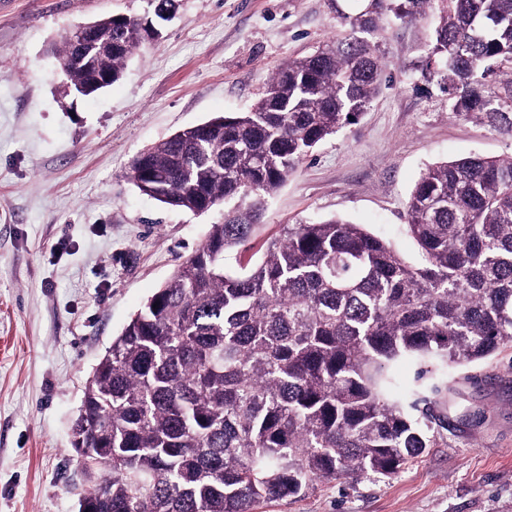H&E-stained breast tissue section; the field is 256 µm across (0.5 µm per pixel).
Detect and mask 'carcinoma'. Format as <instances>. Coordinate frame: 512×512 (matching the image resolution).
<instances>
[{"label":"carcinoma","mask_w":512,"mask_h":512,"mask_svg":"<svg viewBox=\"0 0 512 512\" xmlns=\"http://www.w3.org/2000/svg\"><path fill=\"white\" fill-rule=\"evenodd\" d=\"M168 20L178 0H149ZM437 13L425 62L448 107L512 118V0H367L349 31L288 60L246 112L152 145L133 183L197 213L233 204L112 340L73 431L112 452L80 512H254L318 481L398 474L435 445L433 402L392 397L418 378L512 347V156L428 166L407 201L412 261L362 224H282L251 253L261 211L314 149L355 124L386 62L389 16ZM54 48L72 90L117 82L147 43L142 19L91 23Z\"/></svg>","instance_id":"1"}]
</instances>
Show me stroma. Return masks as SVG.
Instances as JSON below:
<instances>
[{
  "label": "stroma",
  "mask_w": 512,
  "mask_h": 512,
  "mask_svg": "<svg viewBox=\"0 0 512 512\" xmlns=\"http://www.w3.org/2000/svg\"><path fill=\"white\" fill-rule=\"evenodd\" d=\"M355 0H180L118 82L64 92L66 31L147 0H0V512H79L91 485L72 425L96 364L204 241L202 215L144 195L130 160L174 132L244 112L285 61L342 33ZM426 18L384 22L388 67L355 125L320 144L270 198L256 244L280 225L341 218L406 258V203L430 164L512 156V126L448 110L425 67ZM438 444L399 474L320 483L254 512H512V348L448 372Z\"/></svg>",
  "instance_id": "stroma-1"
}]
</instances>
